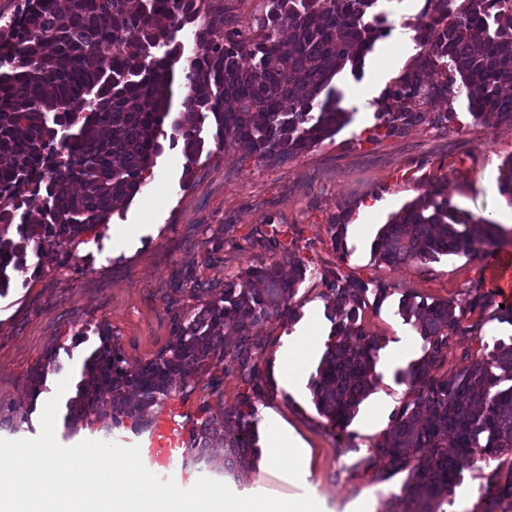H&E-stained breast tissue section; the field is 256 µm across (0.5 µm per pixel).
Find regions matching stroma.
<instances>
[{
	"mask_svg": "<svg viewBox=\"0 0 512 512\" xmlns=\"http://www.w3.org/2000/svg\"><path fill=\"white\" fill-rule=\"evenodd\" d=\"M386 18L385 35L376 41L358 74L344 73L337 86L351 120L335 136L297 156L267 163L236 149H226L187 164L180 148L164 146L152 168L145 195L154 197L147 213L140 199L114 210L109 224L71 249L66 261L46 263L42 272L21 273L6 295L0 296V405L28 410V421L0 422V439L36 438L41 412L29 387L37 367L55 354L58 370L48 371L41 397L52 398L63 373H70L67 397H74L85 360L102 344L100 328H108L112 342L126 364L137 365L168 349L190 313L220 294L225 282L246 268L296 255L307 265L304 281L292 300L293 314L273 318L252 337L256 345L251 363L262 373L263 392L254 399L258 448H265L273 424L288 428L307 449L306 477L297 482L289 474L292 458L269 466L259 457L243 480L224 470L223 457L193 460L185 448L173 456L172 478L183 489L202 477H220L235 494L263 493L280 499L311 495L321 512H389L400 494L405 473L376 471L365 465L368 448L390 426L404 403L407 368L422 354V340L399 313L402 297L445 300L470 307L483 296L484 308L467 321L474 334L456 337L448 349V367H467L466 350H477V337H512V326L493 317L501 296L486 272L484 256H443L438 261L387 266L374 260L372 244L383 224L405 204L422 194L430 179L442 178L450 203L473 216H499L512 201L499 194L496 184L501 163L512 157V125L494 128L474 125L466 90L455 84L452 94L434 93L412 102L427 122L401 135L370 140L375 112L384 99L376 97L373 110L360 112L351 94L373 71L384 74L393 88L404 73L420 72L424 85H438L443 76L424 70L414 53L390 59V40L396 30L412 33L428 10L427 0H379ZM452 113L453 119L433 124L432 116ZM372 207V223L356 227L361 208ZM347 226L346 256L333 247L331 224ZM287 251L270 250L273 239ZM341 269L361 281H385L396 290L382 304L368 306L362 322L379 343L375 386L360 405L343 434L325 428L310 389L288 387L278 376V364L288 354L297 327L316 319L319 334L304 366L313 380L332 328L323 294L324 275ZM409 337L412 349L402 359L387 362L383 355ZM222 393L225 413L242 409L247 387L236 360L205 373L175 379L168 397L152 407L142 426H112L110 419L71 430L66 407H59L56 439L65 447L84 440H102L122 446L149 447L159 421L174 417L185 424L212 388ZM492 464L482 461L463 472L446 512H475L479 493L489 481Z\"/></svg>",
	"mask_w": 512,
	"mask_h": 512,
	"instance_id": "stroma-1",
	"label": "stroma"
}]
</instances>
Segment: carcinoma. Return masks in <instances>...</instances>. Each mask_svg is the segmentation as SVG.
<instances>
[{
    "instance_id": "1",
    "label": "carcinoma",
    "mask_w": 512,
    "mask_h": 512,
    "mask_svg": "<svg viewBox=\"0 0 512 512\" xmlns=\"http://www.w3.org/2000/svg\"><path fill=\"white\" fill-rule=\"evenodd\" d=\"M378 0H266L255 24L224 27V0H24L0 25V224L17 225L18 238L0 236V296L16 274L44 269L82 236L109 223L115 204L127 203L146 184L145 172L160 151L159 137L179 143L187 163L204 150L202 126L214 119L216 148L280 162L333 137L350 121L333 81L355 74L384 35ZM431 11L416 26L424 64L457 74L474 120L486 127L512 124V15L495 14L496 0H428ZM184 74L182 110L165 132L171 112L175 65ZM429 91L417 74H405L388 92L375 130L387 137L426 118L409 103ZM499 192L512 200V157L500 167ZM36 207L42 221L29 224L23 210ZM487 217L452 206L440 180L383 225L372 245L388 266L472 257L497 241ZM292 275L279 261L249 267L224 283L220 297L187 317L169 348L126 366L102 332L85 361L76 396L68 403L74 424L110 417L121 426L142 421L169 395L175 376L216 367L228 357L248 370L260 394L259 371L250 365V336L274 317L291 316V300L305 275L288 255ZM333 327L312 399L325 426L346 430L373 388L379 344L362 323L368 295L383 301L393 285H372L336 270L324 276ZM481 306L456 309L447 301L400 302L404 321L423 341L407 371L408 399L367 466L409 470L393 512H445L455 486L476 454L497 461L495 479L480 491L481 512L512 504V339L477 337L478 359L448 371V345L471 326ZM236 323L241 341H224V322ZM187 452L196 459L222 454L240 479L257 460L254 408L238 411L236 432L217 429L209 401L199 407ZM453 452H448V449ZM425 449L426 458L416 456Z\"/></svg>"
}]
</instances>
